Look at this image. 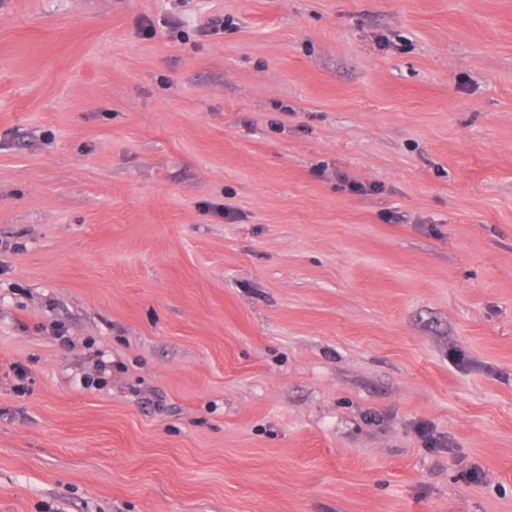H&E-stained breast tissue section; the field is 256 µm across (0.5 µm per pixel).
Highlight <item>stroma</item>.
<instances>
[{
  "label": "stroma",
  "mask_w": 512,
  "mask_h": 512,
  "mask_svg": "<svg viewBox=\"0 0 512 512\" xmlns=\"http://www.w3.org/2000/svg\"><path fill=\"white\" fill-rule=\"evenodd\" d=\"M0 512H512V0H0Z\"/></svg>",
  "instance_id": "stroma-1"
}]
</instances>
